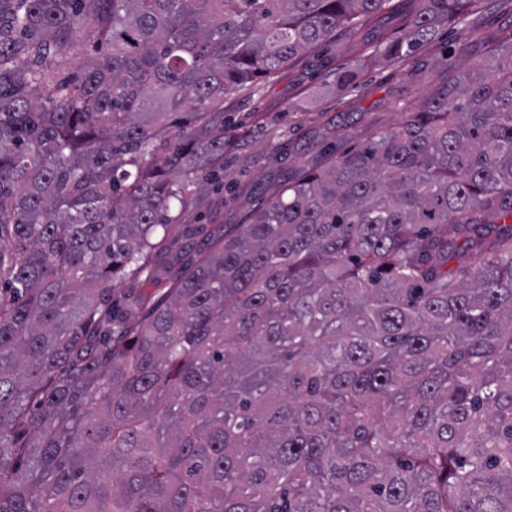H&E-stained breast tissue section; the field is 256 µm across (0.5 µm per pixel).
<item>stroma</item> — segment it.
<instances>
[{
  "instance_id": "obj_1",
  "label": "stroma",
  "mask_w": 512,
  "mask_h": 512,
  "mask_svg": "<svg viewBox=\"0 0 512 512\" xmlns=\"http://www.w3.org/2000/svg\"><path fill=\"white\" fill-rule=\"evenodd\" d=\"M512 33V0H474L469 14L440 26L431 41L402 58L374 56L355 31L337 30L289 61L258 87L225 96L233 138L224 147V189L204 186L167 247L185 248L196 215L233 227L301 172L323 166L329 151L365 146L379 131L424 110L433 90L486 60ZM357 69L355 83L336 89V67Z\"/></svg>"
}]
</instances>
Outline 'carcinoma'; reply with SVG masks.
<instances>
[{
  "label": "carcinoma",
  "mask_w": 512,
  "mask_h": 512,
  "mask_svg": "<svg viewBox=\"0 0 512 512\" xmlns=\"http://www.w3.org/2000/svg\"><path fill=\"white\" fill-rule=\"evenodd\" d=\"M389 2L0 0V512H512V38L113 311L224 96Z\"/></svg>",
  "instance_id": "obj_1"
}]
</instances>
